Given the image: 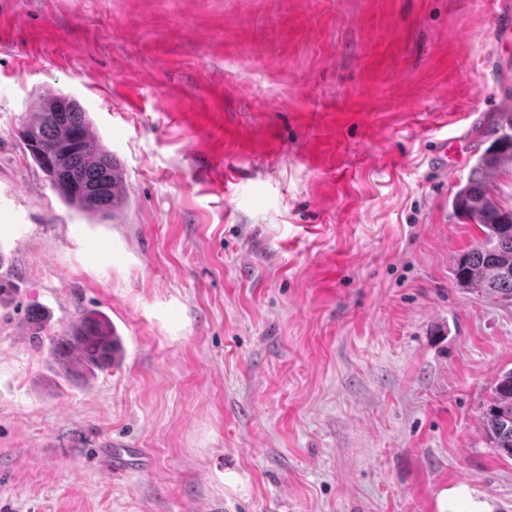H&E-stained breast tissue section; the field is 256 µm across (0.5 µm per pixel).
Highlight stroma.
<instances>
[{
	"label": "stroma",
	"mask_w": 512,
	"mask_h": 512,
	"mask_svg": "<svg viewBox=\"0 0 512 512\" xmlns=\"http://www.w3.org/2000/svg\"><path fill=\"white\" fill-rule=\"evenodd\" d=\"M495 0H0V512H512L480 426L512 304L450 201L512 110ZM75 99L126 206L68 208L18 126ZM461 151L447 170L429 158ZM107 316L120 366L34 346ZM114 440L146 465L113 478Z\"/></svg>",
	"instance_id": "obj_1"
}]
</instances>
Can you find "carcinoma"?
Segmentation results:
<instances>
[{"label":"carcinoma","mask_w":512,"mask_h":512,"mask_svg":"<svg viewBox=\"0 0 512 512\" xmlns=\"http://www.w3.org/2000/svg\"><path fill=\"white\" fill-rule=\"evenodd\" d=\"M24 150L70 208L99 222L112 221L124 208V173L116 158L90 130L87 113L74 100L53 97L18 130ZM512 163V137L500 135L482 153L466 183L451 200L454 213L482 232L475 247L460 253L452 268L462 288L500 301H512V209H504L491 177ZM36 346L43 345V322L30 309ZM48 354L72 375L106 371L120 362L122 343L110 320L99 313L82 316L49 338ZM482 429L498 454L512 459V369L498 375L482 414Z\"/></svg>","instance_id":"carcinoma-1"}]
</instances>
